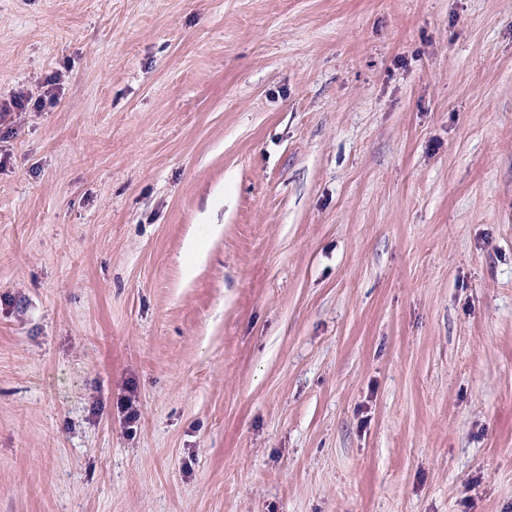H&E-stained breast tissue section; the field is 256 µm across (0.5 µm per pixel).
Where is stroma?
I'll return each mask as SVG.
<instances>
[{"label":"stroma","mask_w":512,"mask_h":512,"mask_svg":"<svg viewBox=\"0 0 512 512\" xmlns=\"http://www.w3.org/2000/svg\"><path fill=\"white\" fill-rule=\"evenodd\" d=\"M0 512H512V0H0Z\"/></svg>","instance_id":"35a3bbf8"}]
</instances>
